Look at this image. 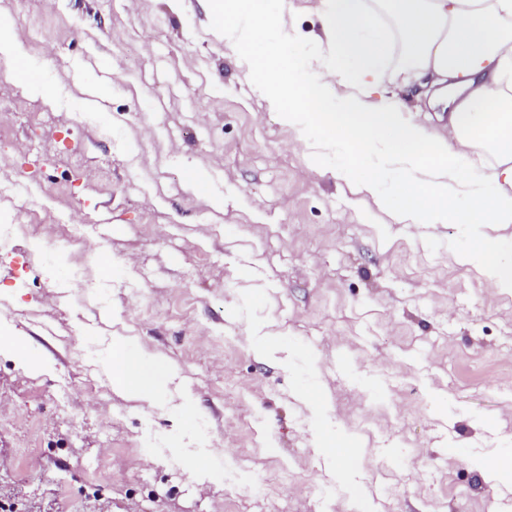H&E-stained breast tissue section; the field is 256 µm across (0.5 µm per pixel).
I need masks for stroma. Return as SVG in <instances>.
<instances>
[{"label": "stroma", "instance_id": "1", "mask_svg": "<svg viewBox=\"0 0 512 512\" xmlns=\"http://www.w3.org/2000/svg\"><path fill=\"white\" fill-rule=\"evenodd\" d=\"M1 12L53 96L0 63V338L29 355L0 345V512H512L476 468L512 444V293L456 263L463 226L310 170L204 0ZM118 336L166 366L155 404L116 393Z\"/></svg>", "mask_w": 512, "mask_h": 512}]
</instances>
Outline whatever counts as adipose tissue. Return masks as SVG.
<instances>
[{"instance_id":"1","label":"adipose tissue","mask_w":512,"mask_h":512,"mask_svg":"<svg viewBox=\"0 0 512 512\" xmlns=\"http://www.w3.org/2000/svg\"><path fill=\"white\" fill-rule=\"evenodd\" d=\"M319 31L283 26L264 0H208L212 24L243 57L261 95L302 139L334 127L313 154V170H334L373 197L398 224H460V263L479 267L512 292V260L488 261L489 232L512 226V0H320ZM309 45L302 72L290 43ZM25 52L13 21L0 14V61L33 93L49 97L36 72L20 70ZM397 60L408 79L382 93V67ZM443 102L440 146L401 110L408 92ZM394 183L392 195L382 194ZM113 343L106 367L116 390L154 403L165 371L155 358Z\"/></svg>"}]
</instances>
